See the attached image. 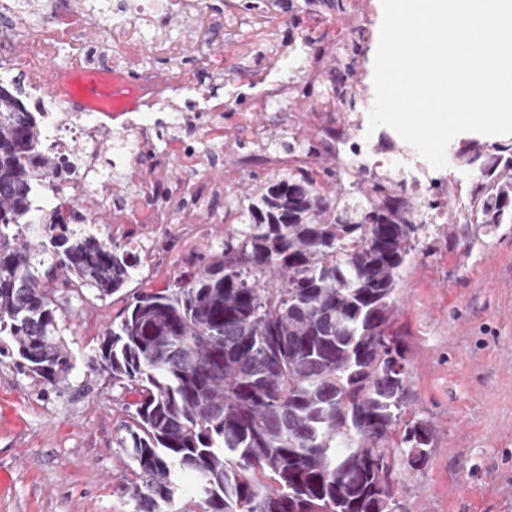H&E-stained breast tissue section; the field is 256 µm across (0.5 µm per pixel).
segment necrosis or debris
<instances>
[{
    "mask_svg": "<svg viewBox=\"0 0 512 512\" xmlns=\"http://www.w3.org/2000/svg\"><path fill=\"white\" fill-rule=\"evenodd\" d=\"M161 7L202 41L224 27L223 17L212 13L206 0H137L136 16L119 21L112 18V0H45L33 18L17 17L9 0H0V13L18 31L10 41L0 42V64H11L23 75L27 96L35 111L41 112L45 132L52 135L57 153L72 165L67 173H36L52 191L47 220L66 222L72 213H80L84 218L81 231L121 242L131 254L140 256L152 252L153 242L136 234L137 226L163 227L186 216L197 231H204L218 221L212 199L223 196L231 185L230 179L210 174L202 151L205 143L224 141L223 103H213L204 112L193 102L187 110L171 111L169 123L180 134L167 141L163 150L152 149L148 135L136 139L127 135L135 123L134 112L168 103L179 87L203 90L196 74L183 67L182 41L152 34L141 24V17ZM312 21L326 27L330 37L322 52L312 54L301 78L320 82L328 53L354 41L361 25L351 10L316 15ZM152 56L167 64L168 79H160L149 65ZM96 60L114 73L133 75L140 91L136 108L116 104L95 116L82 104L80 87H73L64 97L50 88V66L56 64L62 72L77 75ZM359 88V83L344 81L302 113L320 150L334 156L343 168L359 161L371 170L397 174L407 186L445 188L448 176L444 170L433 168L413 146L388 147L392 138L388 132L375 139L354 134L350 118L340 108L354 103ZM106 145L121 157L125 177L135 188L118 205L112 202L111 178L98 173L100 150ZM163 169L171 170V177L158 179L156 173ZM102 214L109 215V223H99Z\"/></svg>",
    "mask_w": 512,
    "mask_h": 512,
    "instance_id": "necrosis-or-debris-1",
    "label": "necrosis or debris"
}]
</instances>
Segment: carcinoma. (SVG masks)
<instances>
[{
	"label": "carcinoma",
	"mask_w": 512,
	"mask_h": 512,
	"mask_svg": "<svg viewBox=\"0 0 512 512\" xmlns=\"http://www.w3.org/2000/svg\"><path fill=\"white\" fill-rule=\"evenodd\" d=\"M20 81L0 80V354L44 385L75 357L41 277L105 298L132 277L121 245L43 223L35 171L59 165ZM485 224L512 217V180L479 181ZM392 185L333 194L303 168L259 184L224 252L172 288L132 297L86 367L136 395L121 448L136 512H389L372 458L427 461L437 436L405 422L410 371L391 331L403 264L425 227ZM194 499L175 510L182 474Z\"/></svg>",
	"instance_id": "carcinoma-1"
}]
</instances>
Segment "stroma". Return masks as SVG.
Wrapping results in <instances>:
<instances>
[{
	"mask_svg": "<svg viewBox=\"0 0 512 512\" xmlns=\"http://www.w3.org/2000/svg\"><path fill=\"white\" fill-rule=\"evenodd\" d=\"M223 13L224 32L209 49L224 54V78L208 84L224 104L223 144L206 146L214 176L234 177L231 194L214 199L223 214L211 235L182 233L159 237V257L140 261L125 291L100 299L89 288H58L60 329L75 358L67 381L50 386L22 374L10 356H0V512H134L126 485L133 464L120 446L133 397L108 373L85 366L98 350L104 329L116 320L133 292L159 290L207 261L224 245V228L238 224L255 184L270 176L261 164L240 170L241 156L257 147L238 128L248 113L251 76L278 79L283 93L279 112L253 114L267 130L266 147L280 151L290 137L308 139L288 115L307 111L311 101L292 86L306 55L302 39L321 41L326 28H312L307 12L285 26L274 53L253 46V33L269 15H287L280 0H207ZM381 0H370L364 15L369 31L356 51L339 47L328 73L351 67L364 77L374 98L373 58L381 27ZM512 134L462 132L447 145L475 156L465 165L470 182L498 144ZM456 183L446 194L409 188L401 196L415 204L438 200L442 223L429 225L403 265L395 292L393 330L406 349L410 370L407 418L429 421L437 437L424 467L399 468L400 512H512V220L487 226L465 222Z\"/></svg>",
	"mask_w": 512,
	"mask_h": 512,
	"instance_id": "stroma-1",
	"label": "stroma"
}]
</instances>
